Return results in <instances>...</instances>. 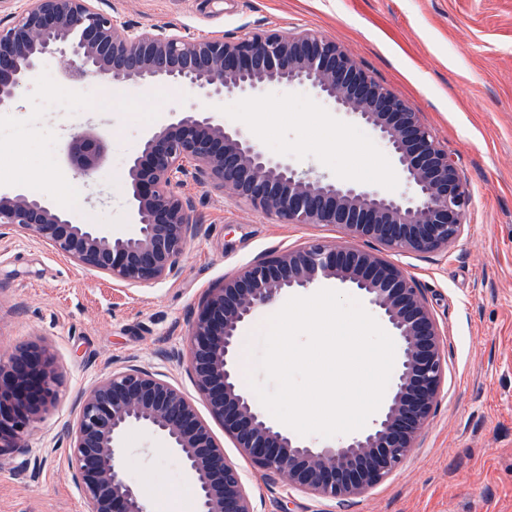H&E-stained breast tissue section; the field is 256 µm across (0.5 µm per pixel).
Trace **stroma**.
Listing matches in <instances>:
<instances>
[{
    "label": "stroma",
    "mask_w": 512,
    "mask_h": 512,
    "mask_svg": "<svg viewBox=\"0 0 512 512\" xmlns=\"http://www.w3.org/2000/svg\"><path fill=\"white\" fill-rule=\"evenodd\" d=\"M100 7L122 22L172 25L199 39L316 32L418 110L471 192L465 234L442 252L388 258L417 281L439 326L447 375L406 461L364 494L325 499L258 470L211 418L186 362L172 354L185 350L208 288L309 240L349 239L333 226L277 223L189 178L178 191L191 199L202 233L179 272L148 288L89 270L34 233L0 237V353L45 343L62 379L60 400L34 423L26 453L0 455V512H88L67 473L63 433L81 392L126 364L167 375L195 400L241 471L255 512H512V0H100ZM63 66L62 57L45 56L18 108L0 112V189L43 197L76 223L135 232L129 160L146 131L191 104L294 168L385 194L404 180L370 127L330 112L309 88L216 100L176 84L130 83L113 86L107 103L100 81L64 84ZM325 112L332 125L323 123ZM92 126L108 149L89 187L65 170L59 151L71 133ZM121 446L136 488L190 483L160 437L132 428Z\"/></svg>",
    "instance_id": "35a3bbf8"
}]
</instances>
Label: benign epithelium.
<instances>
[{
    "mask_svg": "<svg viewBox=\"0 0 512 512\" xmlns=\"http://www.w3.org/2000/svg\"><path fill=\"white\" fill-rule=\"evenodd\" d=\"M66 58V78L115 83L166 80L206 98L259 97L268 88L309 86L336 112L370 126L403 173L407 191L383 195L268 155L239 128L190 107L148 130L129 168L138 230L109 235L76 224L41 197L0 190V235L32 232L82 266L134 287L175 275L202 225L175 187L191 176L221 187L281 224L331 225L391 252L435 253L464 234L470 192L448 153L407 101L378 83L334 39L311 32H246L197 39L170 26L120 24L98 0H29L0 23V110L16 107L47 54ZM106 136H71L66 166L94 182ZM336 281L359 290L400 350L391 394L372 427L334 447L312 448L278 429L240 387L236 351L253 313L294 289ZM438 325L417 282L383 255L311 241L242 268L208 290L187 333V371L239 452L293 489L343 499L363 494L405 460L445 376ZM50 350L31 344L0 359V449L21 448L42 412L60 399ZM132 427L160 436L195 483L199 512H254L242 474L224 456L194 402L163 373L136 364L86 389L68 428L67 471L89 512H149L126 478L121 440Z\"/></svg>",
    "mask_w": 512,
    "mask_h": 512,
    "instance_id": "1",
    "label": "benign epithelium"
}]
</instances>
